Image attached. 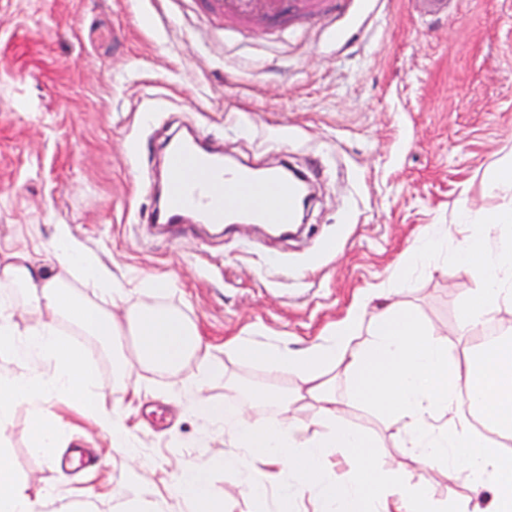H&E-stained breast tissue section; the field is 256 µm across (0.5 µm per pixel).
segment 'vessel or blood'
<instances>
[{
    "instance_id": "vessel-or-blood-1",
    "label": "vessel or blood",
    "mask_w": 512,
    "mask_h": 512,
    "mask_svg": "<svg viewBox=\"0 0 512 512\" xmlns=\"http://www.w3.org/2000/svg\"><path fill=\"white\" fill-rule=\"evenodd\" d=\"M205 7L239 32L256 17L273 26L287 25L290 13L287 0H206ZM161 149L163 180L148 185L156 195L151 223L171 231L188 223H294L302 185L285 167H227L223 152L193 131L171 134Z\"/></svg>"
}]
</instances>
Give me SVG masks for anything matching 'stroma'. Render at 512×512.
<instances>
[{"label": "stroma", "mask_w": 512, "mask_h": 512, "mask_svg": "<svg viewBox=\"0 0 512 512\" xmlns=\"http://www.w3.org/2000/svg\"><path fill=\"white\" fill-rule=\"evenodd\" d=\"M330 36L309 17L282 34L255 24L248 37L207 16L198 0H0V246L51 264L58 226L108 264L122 282L150 279L143 306L181 313L215 345L223 379L204 396L249 416L271 414L253 393L280 399L294 376L224 354L239 336L301 347L339 321L355 297L383 281L393 299L458 359L475 346L460 313L482 286L457 258L462 232L439 234L464 214L512 210V181L487 187L486 171L512 163V0H374ZM189 123L218 139L237 162L289 159L313 181L315 199L297 236L243 225L187 224L173 235L148 222L140 180L156 145ZM430 261L408 257L428 235ZM62 338L98 373L107 406L127 418L135 450L114 448L82 401L57 395L63 448L93 462L51 465L34 441L28 407L13 411L0 446L28 481L42 512H188L170 491L202 467L222 512H276L226 470L227 436L182 414L179 388L196 371L137 361L126 339L124 376L96 337L68 316ZM139 385L146 393L132 398ZM340 417L373 442L372 454L414 477L393 419L337 378ZM129 483L128 496L112 490Z\"/></svg>", "instance_id": "obj_1"}]
</instances>
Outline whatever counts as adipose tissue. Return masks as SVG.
Masks as SVG:
<instances>
[{
	"instance_id": "obj_1",
	"label": "adipose tissue",
	"mask_w": 512,
	"mask_h": 512,
	"mask_svg": "<svg viewBox=\"0 0 512 512\" xmlns=\"http://www.w3.org/2000/svg\"><path fill=\"white\" fill-rule=\"evenodd\" d=\"M462 262L475 265L483 287L461 312L469 329L485 323L499 304L512 298V252L486 237L465 238ZM55 267L33 261L22 252H0V279L24 290L29 307L50 314L70 310L78 325L113 345L134 337L140 361L163 368L193 358L196 372L182 382L186 413L200 414L228 435L227 469L247 471L263 459L274 470L270 487L280 506L298 498L314 500L316 512H512V453L502 440L512 439V329L481 347L471 358L449 361L448 346L400 303L389 302V289L377 286L360 296L347 315L333 323L317 341L301 347L266 345L240 337L224 343L225 354L261 362L292 374L294 392L270 417L250 420L236 408L209 403L206 386L223 378L213 347L186 318L163 308L132 303L129 291L108 268L91 258L67 229L58 232ZM80 271L84 287L98 290L101 304H71L66 273ZM14 309L0 302V353L19 360L50 362L48 371L22 378L0 370V439L16 406H28L41 419L36 443L52 451L60 443L49 399L78 392L86 411L115 448L132 445L125 417L105 403L94 371L82 354L66 345L54 321L42 320L23 336L12 328ZM345 375L364 402L390 414L404 448L430 467L463 463L470 494L446 508L431 503L426 486L404 471L377 463L372 442L339 417L336 377ZM318 404L321 433L303 437L305 425L296 415L305 399ZM468 412H461V405ZM482 414L493 438L477 435L472 413ZM346 469H338V462ZM175 497L192 502L196 512H221L201 469L184 471L174 486ZM0 512H39L28 493L27 480L14 472L0 450Z\"/></svg>"
}]
</instances>
